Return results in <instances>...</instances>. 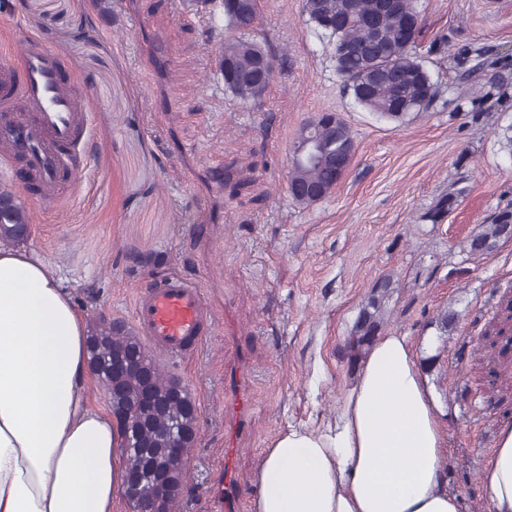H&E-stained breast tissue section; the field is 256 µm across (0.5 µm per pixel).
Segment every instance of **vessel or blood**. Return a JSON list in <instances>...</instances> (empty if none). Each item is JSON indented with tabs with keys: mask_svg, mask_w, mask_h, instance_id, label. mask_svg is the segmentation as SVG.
<instances>
[{
	"mask_svg": "<svg viewBox=\"0 0 512 512\" xmlns=\"http://www.w3.org/2000/svg\"><path fill=\"white\" fill-rule=\"evenodd\" d=\"M89 106L63 58L32 38L0 62V152L21 161L17 178L36 199L66 197L76 178L72 154L89 133ZM134 318L147 342L173 359L194 354L214 324L201 289L179 276L140 293ZM224 392L238 412L237 430H245L248 399L233 374L225 375Z\"/></svg>",
	"mask_w": 512,
	"mask_h": 512,
	"instance_id": "obj_1",
	"label": "vessel or blood"
}]
</instances>
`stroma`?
Returning a JSON list of instances; mask_svg holds the SVG:
<instances>
[{"label": "stroma", "mask_w": 512, "mask_h": 512, "mask_svg": "<svg viewBox=\"0 0 512 512\" xmlns=\"http://www.w3.org/2000/svg\"><path fill=\"white\" fill-rule=\"evenodd\" d=\"M258 5L276 71L253 106L224 94L222 13L185 0H0V56L33 37L65 54L90 96L69 199L17 193L32 215L24 245L60 265L91 325H133L138 293L173 273L202 289L215 328L190 360L164 361L198 407L176 512L220 507L233 369L251 400L233 449L239 512H254L271 442L290 425L325 427L353 386L348 342L385 280V330L411 339L442 408L448 490L465 512H488L479 475L512 424V238L476 255L469 241L512 209V0H414L415 53L436 95L400 126L344 88L303 0ZM322 112L347 124L356 152L329 196L301 205L288 193L292 144ZM451 192L457 206L431 223Z\"/></svg>", "instance_id": "35a3bbf8"}]
</instances>
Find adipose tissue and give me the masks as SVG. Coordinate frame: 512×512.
Segmentation results:
<instances>
[{"label": "adipose tissue", "mask_w": 512, "mask_h": 512, "mask_svg": "<svg viewBox=\"0 0 512 512\" xmlns=\"http://www.w3.org/2000/svg\"><path fill=\"white\" fill-rule=\"evenodd\" d=\"M89 385L85 317L56 266L0 246V512H112L122 436ZM439 412L409 337L382 336L332 425L267 448L254 512H463ZM479 482L491 512H512V424Z\"/></svg>", "instance_id": "1"}]
</instances>
